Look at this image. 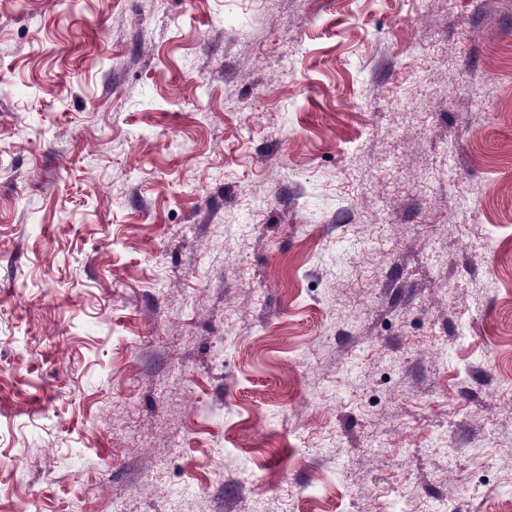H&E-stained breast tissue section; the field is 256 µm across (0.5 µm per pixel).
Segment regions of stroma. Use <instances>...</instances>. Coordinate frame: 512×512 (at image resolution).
Listing matches in <instances>:
<instances>
[{"label": "stroma", "instance_id": "obj_1", "mask_svg": "<svg viewBox=\"0 0 512 512\" xmlns=\"http://www.w3.org/2000/svg\"><path fill=\"white\" fill-rule=\"evenodd\" d=\"M512 512V0H0V512Z\"/></svg>", "mask_w": 512, "mask_h": 512}]
</instances>
